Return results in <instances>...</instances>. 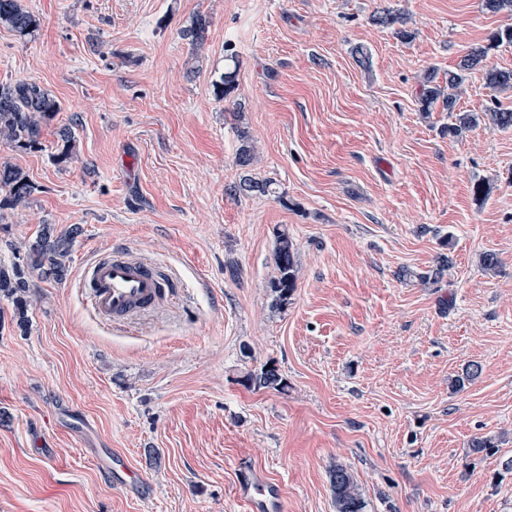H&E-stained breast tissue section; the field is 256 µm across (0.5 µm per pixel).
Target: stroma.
<instances>
[{"instance_id":"stroma-1","label":"stroma","mask_w":512,"mask_h":512,"mask_svg":"<svg viewBox=\"0 0 512 512\" xmlns=\"http://www.w3.org/2000/svg\"><path fill=\"white\" fill-rule=\"evenodd\" d=\"M25 4L40 25L25 39L0 28V83L37 82L62 110L39 149L0 142V164L35 186L0 212V263L42 225L81 233L65 282L30 278L26 328L0 300V512H249L246 467L288 512H336L339 464L366 512H512V131L451 137L447 111L418 102L426 70L445 81L512 14L482 0ZM383 8L408 38L374 22ZM199 13L210 27L194 48L179 32ZM491 68L512 69V45L468 74L459 109L512 107V89L486 88ZM245 175L274 194L227 195ZM283 227L298 280L279 305ZM109 251L155 267L172 295L99 318L78 283ZM268 365L285 389L248 386ZM478 438L492 448L474 452Z\"/></svg>"}]
</instances>
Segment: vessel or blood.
I'll list each match as a JSON object with an SVG mask.
<instances>
[{"instance_id": "b4317fda", "label": "vessel or blood", "mask_w": 512, "mask_h": 512, "mask_svg": "<svg viewBox=\"0 0 512 512\" xmlns=\"http://www.w3.org/2000/svg\"><path fill=\"white\" fill-rule=\"evenodd\" d=\"M80 284L96 314L105 319L133 317L156 307L170 284L146 263L129 256H101L85 265ZM250 512H287L280 491L258 471L238 483Z\"/></svg>"}]
</instances>
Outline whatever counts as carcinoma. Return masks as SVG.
Returning a JSON list of instances; mask_svg holds the SVG:
<instances>
[{
	"instance_id": "1",
	"label": "carcinoma",
	"mask_w": 512,
	"mask_h": 512,
	"mask_svg": "<svg viewBox=\"0 0 512 512\" xmlns=\"http://www.w3.org/2000/svg\"><path fill=\"white\" fill-rule=\"evenodd\" d=\"M209 24L210 20L206 15L198 14L190 25L181 29L180 36L193 47L201 46L207 39ZM38 25V19L26 8L23 0H0V26L21 38H26L32 35ZM503 44L512 45L511 27L493 32L486 44L471 48L461 57L456 68L448 71L444 86L438 83L435 71L425 73L420 89L421 110L429 112L437 103H442L443 110L454 118V122L446 127L448 135L457 136L481 122L494 129H512V109L496 106L479 113L461 112L457 110L455 94V89L464 81L465 74L481 68L489 52ZM228 61L232 63V67L224 71V76L217 86V96L224 100L237 86L238 61L233 56L228 58ZM486 80L492 89L511 88L512 71L488 70ZM61 110L60 101L36 82L19 80L13 84H0V141H6L19 149L39 148L43 126ZM58 137L61 141V150L56 159L60 162L71 159L75 141L73 126L61 127L58 130ZM240 141L237 164L246 168L253 160V146L250 145L248 135L244 131L240 134ZM271 185L270 180H256L246 175L227 188V192L233 196L270 195L273 193ZM33 190L34 184L22 169L10 164H0V210L28 200ZM80 233L81 228L77 225L60 235L55 234L53 228L46 226L29 245L21 261L9 266L0 265V298H6L15 305L19 327L27 325L25 305L29 281L24 268L38 272V278L42 280H53L57 283L64 281L68 276L66 259L70 246ZM275 261L279 275L273 281L272 288L278 293V300L284 303L292 295L297 282L294 247L285 228L277 232ZM248 381L273 390L285 386V382L274 367H265L260 372L249 375ZM331 486L336 512H365V500L347 467L336 466L331 475Z\"/></svg>"
}]
</instances>
